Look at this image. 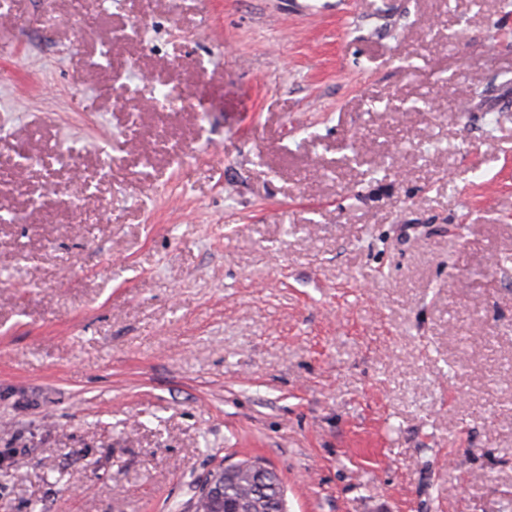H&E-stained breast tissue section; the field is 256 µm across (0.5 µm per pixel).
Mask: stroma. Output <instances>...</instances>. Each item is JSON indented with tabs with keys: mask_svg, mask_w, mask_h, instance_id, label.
<instances>
[{
	"mask_svg": "<svg viewBox=\"0 0 512 512\" xmlns=\"http://www.w3.org/2000/svg\"><path fill=\"white\" fill-rule=\"evenodd\" d=\"M0 14V512H512V0ZM269 469L258 462H236L225 464L224 470H217L210 478L212 481H221L224 479V471L229 478H236L245 473H265ZM273 477L260 478L254 482V477L242 482H234L230 479H224V496L221 491L212 488L210 483L204 484L200 489L206 502V512H252V507L246 500H238L233 503L224 502L237 499L241 495L249 494L260 503L261 512H276L273 510L280 501L285 498V490L280 476L275 470Z\"/></svg>",
	"mask_w": 512,
	"mask_h": 512,
	"instance_id": "35a3bbf8",
	"label": "stroma"
}]
</instances>
